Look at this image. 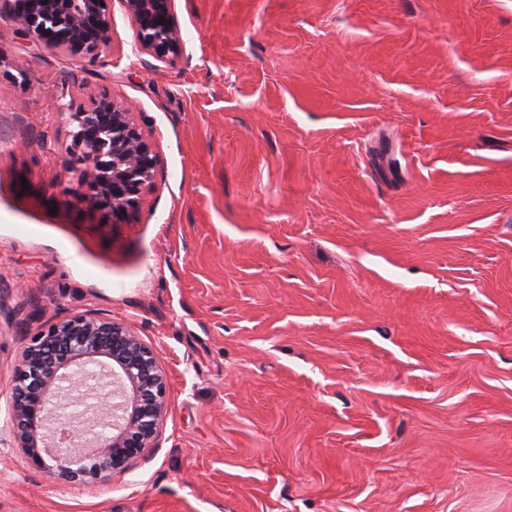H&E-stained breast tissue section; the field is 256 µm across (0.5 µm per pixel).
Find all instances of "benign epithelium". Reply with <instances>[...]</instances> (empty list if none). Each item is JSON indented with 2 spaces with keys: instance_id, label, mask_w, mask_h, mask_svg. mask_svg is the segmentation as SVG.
<instances>
[{
  "instance_id": "1",
  "label": "benign epithelium",
  "mask_w": 512,
  "mask_h": 512,
  "mask_svg": "<svg viewBox=\"0 0 512 512\" xmlns=\"http://www.w3.org/2000/svg\"><path fill=\"white\" fill-rule=\"evenodd\" d=\"M174 2L122 0L138 48L162 61L183 43ZM4 17L36 54L76 67L112 55V0H0ZM81 89L73 71L61 75L54 108L67 116L68 138L50 151L79 202L126 222L155 186L159 156L127 103L101 94L77 106ZM166 410L167 376L154 350L126 323L86 310L30 339L14 366L5 430L49 480L106 482L157 447Z\"/></svg>"
}]
</instances>
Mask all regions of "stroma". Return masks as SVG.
<instances>
[{
    "label": "stroma",
    "mask_w": 512,
    "mask_h": 512,
    "mask_svg": "<svg viewBox=\"0 0 512 512\" xmlns=\"http://www.w3.org/2000/svg\"><path fill=\"white\" fill-rule=\"evenodd\" d=\"M174 62L112 0L160 157L129 222L68 192L64 60L0 20V423L28 335L110 314L168 380L156 449L0 512H512V0H175ZM44 310L29 320L32 299Z\"/></svg>",
    "instance_id": "obj_1"
}]
</instances>
